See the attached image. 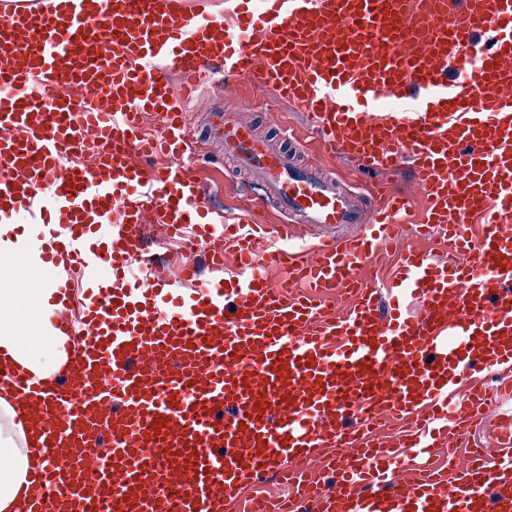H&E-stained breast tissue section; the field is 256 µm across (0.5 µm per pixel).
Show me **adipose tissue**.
<instances>
[{
    "label": "adipose tissue",
    "mask_w": 512,
    "mask_h": 512,
    "mask_svg": "<svg viewBox=\"0 0 512 512\" xmlns=\"http://www.w3.org/2000/svg\"><path fill=\"white\" fill-rule=\"evenodd\" d=\"M65 282L50 273L28 288H0V352L13 364L38 378L53 377L66 359L67 337L52 326L51 298ZM41 329L49 347H34L20 336L19 324ZM23 410L11 391L0 387V512H21L29 492L30 477L39 462L29 455L30 435L22 418Z\"/></svg>",
    "instance_id": "obj_1"
}]
</instances>
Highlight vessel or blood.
I'll return each mask as SVG.
<instances>
[{
	"mask_svg": "<svg viewBox=\"0 0 512 512\" xmlns=\"http://www.w3.org/2000/svg\"><path fill=\"white\" fill-rule=\"evenodd\" d=\"M217 75L310 112L330 157L409 168L425 208L383 183L363 206L226 102L210 137L288 221L217 229L189 164ZM20 218L67 281L70 338L54 378L0 359L46 462L25 512H224L271 474L291 512H512V413L495 458L391 477L512 396L482 384L512 368V0H235L230 20L198 0H0V227ZM402 224L443 252L404 248L386 303L359 269ZM149 228L208 253V285L190 263L158 276ZM397 415L406 434L370 439ZM328 448L336 493L315 496L306 463Z\"/></svg>",
	"mask_w": 512,
	"mask_h": 512,
	"instance_id": "b4317fda",
	"label": "vessel or blood"
}]
</instances>
